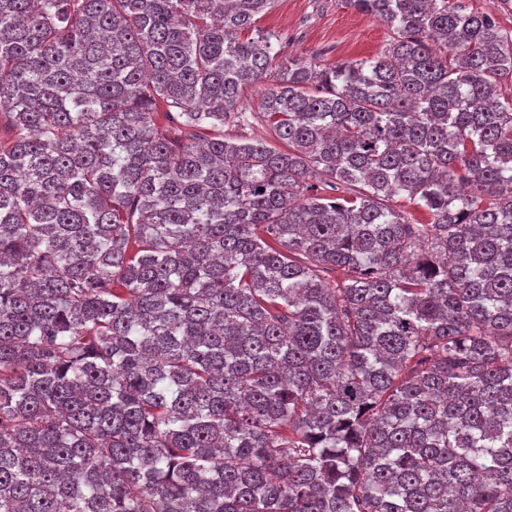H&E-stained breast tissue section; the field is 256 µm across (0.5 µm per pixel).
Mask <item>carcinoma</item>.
<instances>
[{"mask_svg": "<svg viewBox=\"0 0 512 512\" xmlns=\"http://www.w3.org/2000/svg\"><path fill=\"white\" fill-rule=\"evenodd\" d=\"M271 2L0 0V512H512V33ZM346 1L275 0L257 22V29L278 36L289 55L319 65L383 53L391 41V30Z\"/></svg>", "mask_w": 512, "mask_h": 512, "instance_id": "cac0c4a2", "label": "carcinoma"}]
</instances>
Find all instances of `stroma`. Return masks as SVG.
Here are the masks:
<instances>
[{
    "label": "stroma",
    "instance_id": "1",
    "mask_svg": "<svg viewBox=\"0 0 512 512\" xmlns=\"http://www.w3.org/2000/svg\"><path fill=\"white\" fill-rule=\"evenodd\" d=\"M257 27L278 36L289 55L319 65L381 54L392 36L386 25L347 0H275Z\"/></svg>",
    "mask_w": 512,
    "mask_h": 512
}]
</instances>
